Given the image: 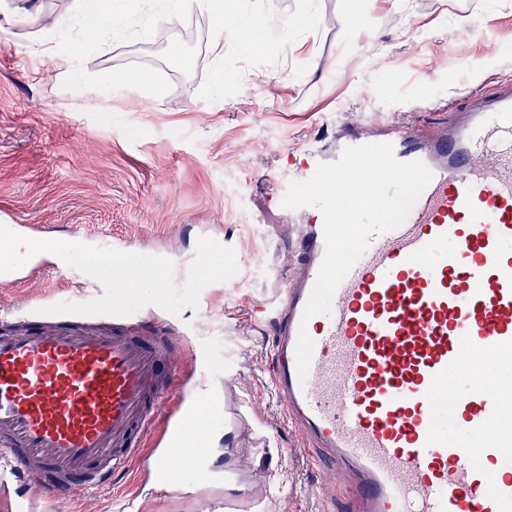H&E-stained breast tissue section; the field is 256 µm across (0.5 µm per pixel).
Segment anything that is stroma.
I'll return each instance as SVG.
<instances>
[{"label": "stroma", "instance_id": "35a3bbf8", "mask_svg": "<svg viewBox=\"0 0 512 512\" xmlns=\"http://www.w3.org/2000/svg\"><path fill=\"white\" fill-rule=\"evenodd\" d=\"M27 2L38 16L0 30V224H32L42 235L73 234L97 246L124 240L178 268L187 267L199 238L233 247L236 276L205 287L197 308L160 311L147 328L175 337L172 363L158 370L176 373L180 383L195 382L186 347L202 344L222 356L229 374L211 377L210 397L223 399L229 389L254 399L272 442L261 448L235 434L217 436L212 472L200 474L185 499L152 474L164 446L158 426L141 438L139 461L113 475L110 488L47 489L33 512H113L118 498L139 512H203L212 498H245L268 480L280 492L262 499L260 512H342L347 477L337 475L335 496L321 499L324 466L311 465L300 434L282 425L279 408L260 391L274 360L272 331L252 322L248 310L273 275L289 279L301 266L287 217L269 203L270 178L284 149L323 137L334 124L409 112L428 130L440 112L412 110V100L448 98L463 107L469 83L490 89L512 78V0H408L403 9L374 0L370 24L381 31L378 39L350 30L346 12L356 0H320L318 29L264 67L259 88L247 71L240 92L217 102L197 94L226 52L210 36L207 12L159 25L148 39L108 44L85 60L93 74L152 66L172 85L155 97L136 89L64 90L69 70L58 65L45 20L64 13L67 2ZM462 14L472 21L460 28ZM56 262L44 254L34 261L37 275L21 269L20 285L0 290V310L71 301L88 277L74 269L56 274Z\"/></svg>", "mask_w": 512, "mask_h": 512}]
</instances>
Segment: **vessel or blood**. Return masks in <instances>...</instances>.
Listing matches in <instances>:
<instances>
[{
	"label": "vessel or blood",
	"mask_w": 512,
	"mask_h": 512,
	"mask_svg": "<svg viewBox=\"0 0 512 512\" xmlns=\"http://www.w3.org/2000/svg\"><path fill=\"white\" fill-rule=\"evenodd\" d=\"M388 142L433 179L405 222L374 237L336 290L330 314H302L325 252L323 217L296 209L303 263L250 318L273 326L268 386L283 419L349 476L345 512H512V84L427 133L381 121L344 128L333 148L286 153L280 193L344 148ZM145 310L112 319L111 333L58 325L0 336V464L40 467L57 487L110 483L140 454L152 412L171 398L154 368L170 347L145 336ZM314 350L299 377L296 343ZM197 380L220 371L208 351L188 353ZM248 400L216 407L180 396L154 475L187 496L205 454H177L187 434L239 431Z\"/></svg>",
	"instance_id": "obj_1"
}]
</instances>
